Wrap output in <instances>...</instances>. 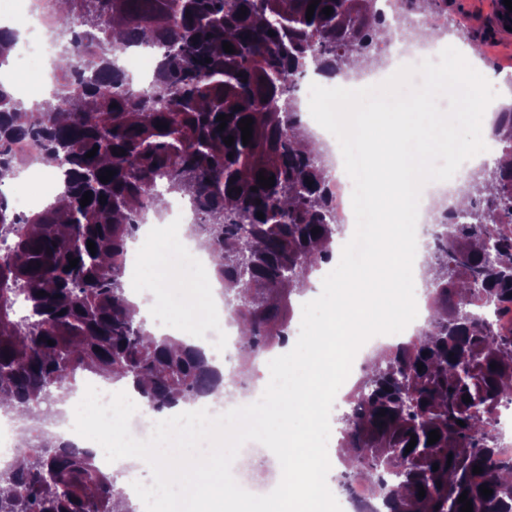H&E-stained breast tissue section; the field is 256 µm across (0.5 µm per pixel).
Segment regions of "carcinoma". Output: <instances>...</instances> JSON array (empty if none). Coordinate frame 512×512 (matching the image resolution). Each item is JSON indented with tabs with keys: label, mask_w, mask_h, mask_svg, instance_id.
I'll list each match as a JSON object with an SVG mask.
<instances>
[{
	"label": "carcinoma",
	"mask_w": 512,
	"mask_h": 512,
	"mask_svg": "<svg viewBox=\"0 0 512 512\" xmlns=\"http://www.w3.org/2000/svg\"><path fill=\"white\" fill-rule=\"evenodd\" d=\"M311 2L61 0L59 90L28 108L0 83V185L28 163L13 144L34 138L65 168L66 197L62 209L27 216L0 192V404L43 412L24 449L0 468V512H113L123 495L94 453L47 439L77 373L125 379L161 411L228 383L245 385L253 355L286 342L280 310L291 286L309 284L343 231L328 160L296 116L295 78L312 67L334 71L345 59L381 67L390 36L372 0H320L308 19ZM131 42L163 46L155 81L140 94L117 64ZM247 117L253 132L244 145L238 123ZM492 136L512 156V108L498 113ZM107 169L116 174L104 184ZM261 171L273 187L259 185ZM159 177L166 192L189 197L197 218L189 234L211 255L232 311L249 326L238 370L226 377L202 350L149 332L126 296L127 243L137 218L164 205L154 190ZM457 191L468 206H438L444 232L425 259L437 270L425 282L431 328L378 351L353 392L357 408L341 418L340 447L354 450L341 487L362 481L385 492L393 512H460L464 492L473 512H509L512 502V481L500 478L512 473V458L495 456L493 434V411L512 400V321L492 326L469 311L497 300L512 312V232H490L512 226V165L484 166ZM71 258L79 259L73 268ZM433 430L440 439L429 445ZM387 474L395 477L389 489ZM481 485L492 495H481Z\"/></svg>",
	"instance_id": "carcinoma-1"
}]
</instances>
